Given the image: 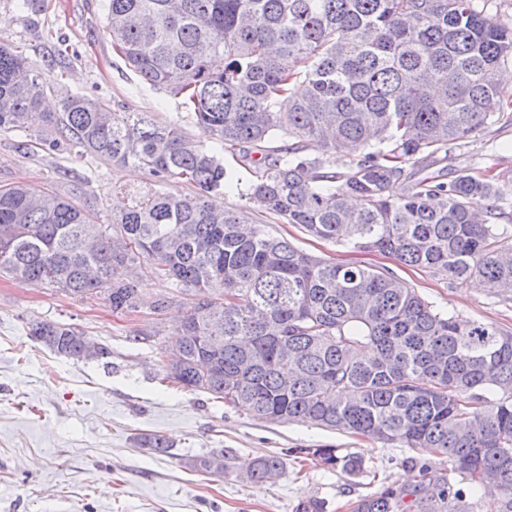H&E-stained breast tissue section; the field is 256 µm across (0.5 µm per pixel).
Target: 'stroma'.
<instances>
[{
    "instance_id": "obj_1",
    "label": "stroma",
    "mask_w": 512,
    "mask_h": 512,
    "mask_svg": "<svg viewBox=\"0 0 512 512\" xmlns=\"http://www.w3.org/2000/svg\"><path fill=\"white\" fill-rule=\"evenodd\" d=\"M105 26V0H42L32 13L0 0V40L36 66L50 111H59L63 97L84 95L155 113L211 145V132L191 111L129 67ZM40 134V122H32L27 135L34 147L24 156L14 148V134L0 133V187L77 191L97 201L98 221L108 224L126 206V190L153 186L141 168L46 149ZM448 165L493 171L511 192L512 112L452 149ZM273 230L337 263L388 269L458 319L512 333V295L492 296L472 280H442L377 252L319 241L289 224ZM141 288L137 311L122 315L99 299L0 276V512H300L314 500L323 512H349L351 503L381 486L418 481V470L406 464L409 449L399 445L266 422L164 380L169 348L193 298L183 296L158 314L155 300L174 294L175 283L152 277ZM33 318L76 326L107 344L111 366L55 355L27 336L25 323ZM153 434L169 442L166 454L141 449V439ZM324 447L360 458L363 472L350 475L299 455L303 448ZM218 449L226 457L224 475L189 467V459ZM272 453L284 456L285 476L273 484L241 480L255 458Z\"/></svg>"
}]
</instances>
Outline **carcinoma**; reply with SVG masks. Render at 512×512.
<instances>
[{
    "label": "carcinoma",
    "instance_id": "1",
    "mask_svg": "<svg viewBox=\"0 0 512 512\" xmlns=\"http://www.w3.org/2000/svg\"><path fill=\"white\" fill-rule=\"evenodd\" d=\"M113 47L148 83L179 96L208 127L205 147L152 112H118L82 95L42 110L41 74L0 41V132L40 116L42 144L138 166L188 195L130 191L112 223L74 195L0 189V273L74 297L136 309L140 273L197 296L167 378L271 423L430 449L411 487L387 485L352 512H512V334L466 323L388 270L314 256L250 221L249 210L307 235L378 251L443 280L512 289L506 191L486 170L430 174L512 107L500 65L512 23L489 0H106ZM260 156L252 157L253 150ZM243 159L248 176L226 168ZM349 154L336 166L335 156ZM237 192L248 209L224 204ZM27 335L58 356L102 362L109 346L33 319ZM297 452L350 474L355 456ZM211 475L224 451L189 460ZM279 454L243 476L274 484Z\"/></svg>",
    "mask_w": 512,
    "mask_h": 512
}]
</instances>
